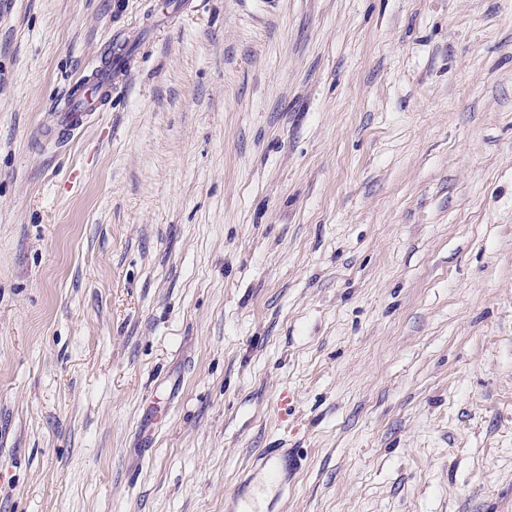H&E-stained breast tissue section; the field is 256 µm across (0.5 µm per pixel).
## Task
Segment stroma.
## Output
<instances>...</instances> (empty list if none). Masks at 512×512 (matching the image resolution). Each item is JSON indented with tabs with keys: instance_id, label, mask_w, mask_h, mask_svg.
I'll return each mask as SVG.
<instances>
[{
	"instance_id": "obj_1",
	"label": "stroma",
	"mask_w": 512,
	"mask_h": 512,
	"mask_svg": "<svg viewBox=\"0 0 512 512\" xmlns=\"http://www.w3.org/2000/svg\"><path fill=\"white\" fill-rule=\"evenodd\" d=\"M266 448L272 512H512V0H0V512ZM112 67L113 71H130L126 57L118 66L94 69L89 81L77 89L68 90L65 95L67 107L60 114L63 127L68 130L84 127L88 116L102 109L106 100L112 96ZM283 448H267V450L258 459L260 464H256V471L253 473L248 487L245 491H237L232 494L231 512H262V509L257 508L256 504V490L254 480L260 473H264L267 480L273 483L277 488V495L279 498L285 493L288 486V474L291 471V465H294L296 470L298 461L292 456L289 457L288 451H283Z\"/></svg>"
}]
</instances>
